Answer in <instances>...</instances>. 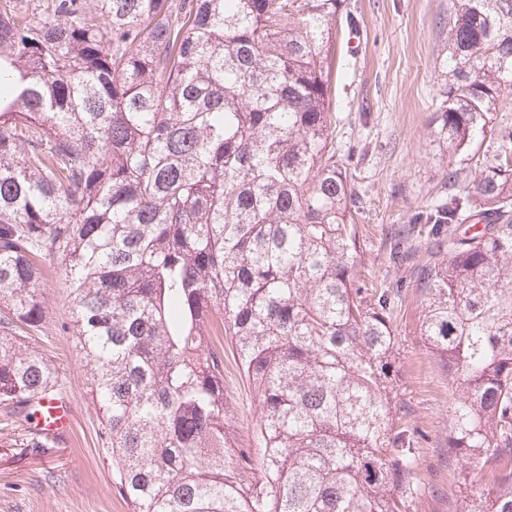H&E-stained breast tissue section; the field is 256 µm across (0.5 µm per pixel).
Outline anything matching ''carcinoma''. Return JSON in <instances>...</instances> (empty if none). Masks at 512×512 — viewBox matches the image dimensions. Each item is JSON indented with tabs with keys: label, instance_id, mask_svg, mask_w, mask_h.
I'll return each instance as SVG.
<instances>
[{
	"label": "carcinoma",
	"instance_id": "cac0c4a2",
	"mask_svg": "<svg viewBox=\"0 0 512 512\" xmlns=\"http://www.w3.org/2000/svg\"><path fill=\"white\" fill-rule=\"evenodd\" d=\"M345 0H0V405L59 395L27 342L46 267L133 512H407L390 288L355 274L336 159ZM431 129L448 198L416 259L419 335L460 394L464 512H512V0H454ZM494 142L483 151L479 138ZM468 224L459 232L462 224ZM229 341L256 447L224 393Z\"/></svg>",
	"mask_w": 512,
	"mask_h": 512
}]
</instances>
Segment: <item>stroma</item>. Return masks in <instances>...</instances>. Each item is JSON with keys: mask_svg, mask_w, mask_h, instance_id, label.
<instances>
[{"mask_svg": "<svg viewBox=\"0 0 512 512\" xmlns=\"http://www.w3.org/2000/svg\"><path fill=\"white\" fill-rule=\"evenodd\" d=\"M355 32L336 38V156L353 173L363 202L358 217L359 271L378 287L401 286L393 310L398 342L395 388L402 422L416 441L418 489L408 512H463L460 465L448 455L459 391L418 334L423 296L391 249L399 228L416 227L425 250V216L442 199L444 164L430 138L445 81L448 19L453 0H348ZM65 269L46 277L48 312L31 343L57 367L73 405V426L40 453L22 444V425L0 407V512H130L112 479L99 439L100 415L87 393L80 354L62 327L72 321ZM224 389L236 412V436L252 446L258 400L232 356Z\"/></svg>", "mask_w": 512, "mask_h": 512, "instance_id": "35a3bbf8", "label": "stroma"}]
</instances>
